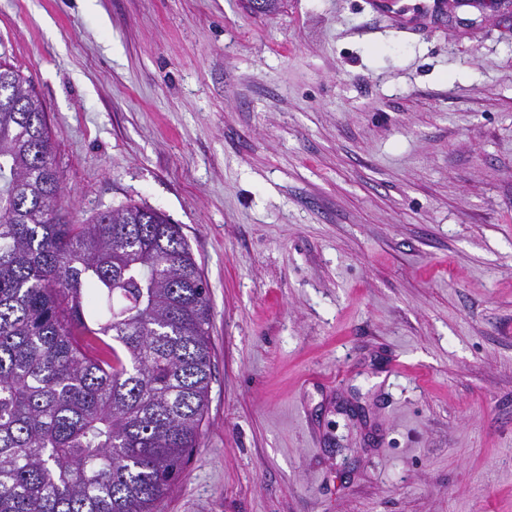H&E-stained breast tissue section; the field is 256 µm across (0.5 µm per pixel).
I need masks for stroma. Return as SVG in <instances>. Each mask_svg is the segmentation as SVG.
I'll list each match as a JSON object with an SVG mask.
<instances>
[{"instance_id": "35a3bbf8", "label": "stroma", "mask_w": 512, "mask_h": 512, "mask_svg": "<svg viewBox=\"0 0 512 512\" xmlns=\"http://www.w3.org/2000/svg\"><path fill=\"white\" fill-rule=\"evenodd\" d=\"M0 0L63 205L178 224L211 305L157 512H512V0Z\"/></svg>"}]
</instances>
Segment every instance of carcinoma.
<instances>
[{
	"label": "carcinoma",
	"mask_w": 512,
	"mask_h": 512,
	"mask_svg": "<svg viewBox=\"0 0 512 512\" xmlns=\"http://www.w3.org/2000/svg\"><path fill=\"white\" fill-rule=\"evenodd\" d=\"M26 84L0 60V512H155L208 408V287L159 210L71 223Z\"/></svg>",
	"instance_id": "carcinoma-1"
}]
</instances>
